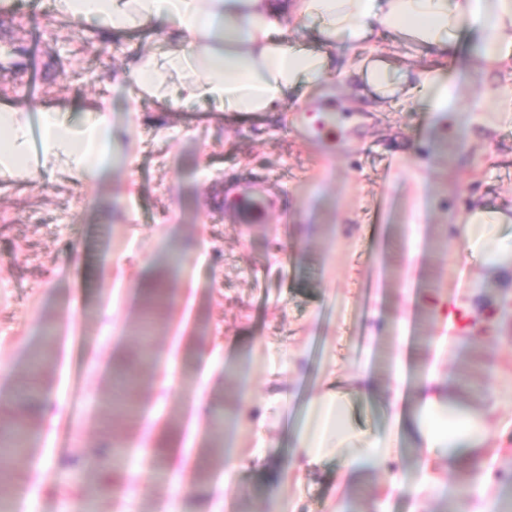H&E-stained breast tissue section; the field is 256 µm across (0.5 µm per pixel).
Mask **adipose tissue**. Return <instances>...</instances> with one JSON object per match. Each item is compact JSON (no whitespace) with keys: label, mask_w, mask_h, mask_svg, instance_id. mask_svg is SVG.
Wrapping results in <instances>:
<instances>
[{"label":"adipose tissue","mask_w":512,"mask_h":512,"mask_svg":"<svg viewBox=\"0 0 512 512\" xmlns=\"http://www.w3.org/2000/svg\"><path fill=\"white\" fill-rule=\"evenodd\" d=\"M58 16L75 22H99L118 34L135 27H174L184 44L168 53L139 55L121 78L130 85V103L144 96L174 104L199 99L227 105L240 119L279 111L300 85H318L330 74V47L345 44L355 53L348 76L362 82L380 100L420 97L440 135H455L471 123L459 112L457 77L448 74L457 55L458 34L475 30L479 46L469 68L475 73L512 70V0H53ZM313 22L317 49L288 40L287 29ZM422 46L432 67H398L374 47L381 32ZM40 138L30 137L25 109L0 105V175L29 176L32 169L66 165L77 181L91 183L104 173L101 160L115 153L112 110L98 106L82 125L60 121L52 109H40ZM512 217L483 207L465 218L463 242L488 276L512 279V246L499 235ZM404 368L396 366L387 403L393 426L408 430L422 457L412 482L392 478V491L422 500L441 484L436 459L449 467L477 470L480 451L490 435L488 418L495 403L470 405L448 392V376L431 367L421 372L413 403H406ZM350 402L327 389L310 402L297 433L290 464L278 480L286 488L294 471H312L330 457L340 462L339 487L357 484L360 460L388 468L395 457L392 434L357 431L350 422Z\"/></svg>","instance_id":"obj_1"}]
</instances>
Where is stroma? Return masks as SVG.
I'll return each mask as SVG.
<instances>
[{
  "instance_id": "obj_1",
  "label": "stroma",
  "mask_w": 512,
  "mask_h": 512,
  "mask_svg": "<svg viewBox=\"0 0 512 512\" xmlns=\"http://www.w3.org/2000/svg\"><path fill=\"white\" fill-rule=\"evenodd\" d=\"M477 36L462 31L456 68L464 93L459 111L484 104L485 79L467 72ZM165 33L136 28L113 35L56 17L46 0H16L0 10V102L57 109L77 126L109 101L122 128L119 146L134 167L84 185L67 171L31 178L0 177V418L14 414L13 396L28 372L43 327L70 333L68 357L38 385L26 412L37 425L35 455L14 460L15 478L0 482L12 512H61L78 496L62 459L86 460L103 446L125 441L135 426L103 401L111 390L109 351L132 353L142 343L143 280L156 274L166 248L185 263L171 287L194 295L192 316L166 306L153 333L151 362L139 366V398L157 405L166 436L192 445L207 475L186 487L141 480L147 460H135L115 479L97 480L99 512H209L213 487L224 478L225 450L240 453L227 491L226 512H332L336 502L330 459L320 470L291 480L284 495L274 481L288 453V425L304 419L328 378L350 388L356 367H368L388 386L398 337H406L411 372L433 357L439 333L423 303L480 288L473 331L448 358L450 389L473 404L497 402L495 455L488 465L502 480L499 508L512 502V290L488 279L479 259L460 247L457 224L475 204L512 208V122L492 133L475 124L455 139H436L433 118L415 100L379 110L335 74L338 88L357 104L337 121L327 150L288 130L291 113L319 102L318 89L290 97L279 116L258 113L240 124L209 101L177 106L144 98L135 118L112 79L136 53L164 54ZM38 94L29 99V81ZM254 181L271 186L277 210L269 224H237L226 217L224 185ZM121 249H114V239ZM195 337L191 370L158 385L177 331ZM219 382L202 386L206 358ZM224 408L221 452L207 448L208 405ZM196 410L197 431L180 416ZM353 424L372 434L389 425L385 397H351ZM386 470L368 469L345 493L350 512H409L407 497L385 499L392 475L417 472L411 442ZM128 486L122 502L115 484Z\"/></svg>"
}]
</instances>
